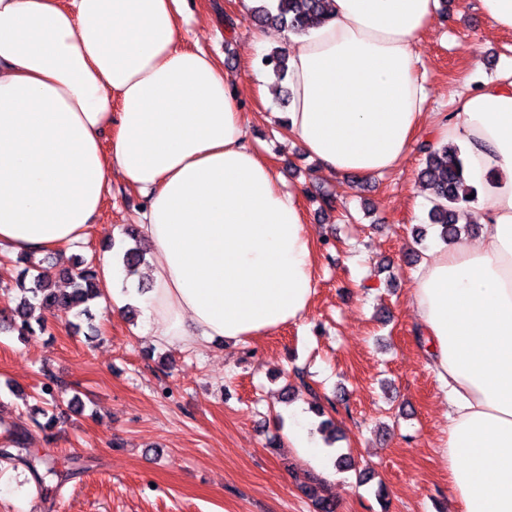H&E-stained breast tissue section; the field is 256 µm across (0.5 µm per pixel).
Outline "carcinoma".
Listing matches in <instances>:
<instances>
[{
	"mask_svg": "<svg viewBox=\"0 0 512 512\" xmlns=\"http://www.w3.org/2000/svg\"><path fill=\"white\" fill-rule=\"evenodd\" d=\"M253 22L257 25H273L287 30L293 34L301 35L310 28L323 24L329 19L328 0H274L272 7L262 5L252 10ZM264 67L273 74L276 83L287 80L286 52L279 47L261 58ZM425 154L424 166L418 172L421 182L429 185L433 190L434 199L429 210L430 223L439 227V239L444 242H454L461 235L473 232L478 225L469 219L467 205L470 200L467 196L474 194V189L467 184L464 166L460 158L459 147L455 144H443L438 147L429 144L421 146ZM16 262L26 264L20 273L17 287L21 292L12 314L0 320V326L5 330H16L20 336H32L36 331H44L47 324L43 318L36 320L37 326H32L30 319L33 310L40 307L51 309L56 306H65L77 310L79 315H87L88 303L102 297L97 288V273L92 267L81 262L77 263L75 270L67 273L70 288H54V280L49 274L39 270L38 264L32 261V256L21 255ZM58 399L57 384L53 376H47L41 394L38 395V405L34 406L32 423L38 428L52 425V421L41 423L37 415H48L49 408L56 404ZM26 431L11 433L13 447L0 448V463L9 464L14 460H24L27 467L35 471L42 467L48 474L56 470L42 458L31 456L23 458L29 452L25 447ZM322 480L312 478V485L305 487V492L317 497L319 512H335L333 500L317 495V487Z\"/></svg>",
	"mask_w": 512,
	"mask_h": 512,
	"instance_id": "obj_1",
	"label": "carcinoma"
}]
</instances>
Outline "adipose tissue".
Here are the masks:
<instances>
[{"instance_id": "obj_1", "label": "adipose tissue", "mask_w": 512, "mask_h": 512, "mask_svg": "<svg viewBox=\"0 0 512 512\" xmlns=\"http://www.w3.org/2000/svg\"><path fill=\"white\" fill-rule=\"evenodd\" d=\"M439 0H332L308 33L284 31L291 104L265 112L320 172L381 175L408 155L429 92L415 45ZM185 0H0V253L68 255L113 178L141 195L150 288L98 273L120 317L185 349L236 344L302 321L314 235L296 192L250 143L238 91L183 42ZM429 125L461 147L477 240L434 246L413 273L421 350L448 405L441 456L463 512H512V79L454 98ZM292 408L289 448L331 475L329 448Z\"/></svg>"}]
</instances>
